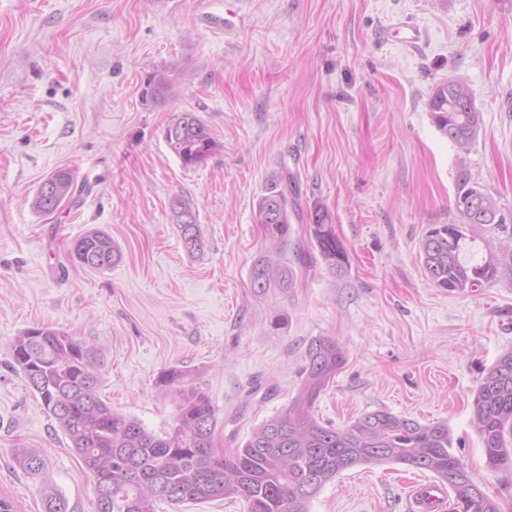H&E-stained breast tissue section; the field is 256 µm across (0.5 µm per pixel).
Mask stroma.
<instances>
[{"label":"stroma","instance_id":"obj_1","mask_svg":"<svg viewBox=\"0 0 512 512\" xmlns=\"http://www.w3.org/2000/svg\"><path fill=\"white\" fill-rule=\"evenodd\" d=\"M400 24L419 41L395 36ZM451 78L482 118L463 158L427 106ZM183 111L220 144L192 167L163 138ZM462 166L512 212V0H0V496L42 512L47 482L69 512H95L92 476L11 366L10 342L43 324L101 353V398L156 432L176 414L160 373L196 374L228 449L288 403L307 343L331 337L347 362L320 421L342 429L384 409L447 422L453 453L512 512V470H488L472 424L486 370L512 348V281L446 292L419 257L430 225L459 220ZM61 168L85 192L37 213ZM282 171L302 209L330 211L349 267L259 295L255 260L290 256L254 222ZM176 195L194 205L203 252L171 220ZM93 228L121 249L110 269L71 255ZM257 384L271 395L249 398ZM16 448L43 452L44 477L14 468ZM427 477L358 466L310 512H409L408 482Z\"/></svg>","mask_w":512,"mask_h":512}]
</instances>
